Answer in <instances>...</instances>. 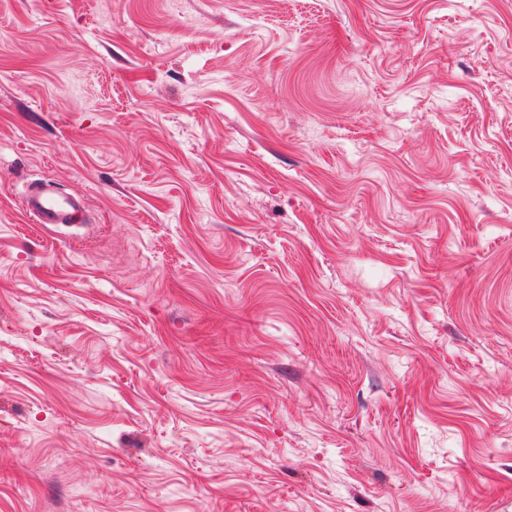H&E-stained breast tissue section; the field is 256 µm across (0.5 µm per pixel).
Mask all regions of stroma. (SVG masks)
<instances>
[{"label":"stroma","instance_id":"1","mask_svg":"<svg viewBox=\"0 0 512 512\" xmlns=\"http://www.w3.org/2000/svg\"><path fill=\"white\" fill-rule=\"evenodd\" d=\"M285 507L512 512V0H0V512ZM21 208L36 224H84L86 205L84 198L51 192L40 185L31 184L21 194Z\"/></svg>","mask_w":512,"mask_h":512}]
</instances>
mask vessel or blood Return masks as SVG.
Returning a JSON list of instances; mask_svg holds the SVG:
<instances>
[{"label":"vessel or blood","mask_w":512,"mask_h":512,"mask_svg":"<svg viewBox=\"0 0 512 512\" xmlns=\"http://www.w3.org/2000/svg\"><path fill=\"white\" fill-rule=\"evenodd\" d=\"M21 208L35 223L46 227L86 221L83 197L52 192L37 184L29 185L22 193Z\"/></svg>","instance_id":"vessel-or-blood-1"}]
</instances>
